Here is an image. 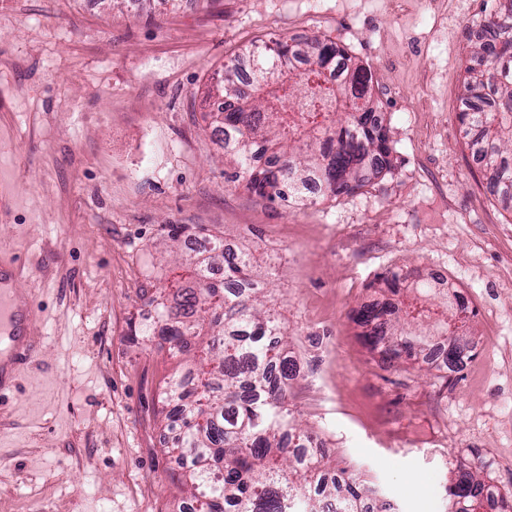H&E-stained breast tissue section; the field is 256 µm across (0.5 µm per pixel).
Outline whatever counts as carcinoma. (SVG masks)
Listing matches in <instances>:
<instances>
[{"label":"carcinoma","mask_w":512,"mask_h":512,"mask_svg":"<svg viewBox=\"0 0 512 512\" xmlns=\"http://www.w3.org/2000/svg\"><path fill=\"white\" fill-rule=\"evenodd\" d=\"M484 69H467L470 106L457 113L470 135L490 192L512 199V7L500 6L476 36ZM346 57L348 77L320 87L325 67ZM292 73L288 106L270 89L274 67ZM237 73L227 68L208 96L206 113L224 132L235 171L229 178L248 192L274 202L301 204L298 189L315 177L330 195H352L390 171L386 130L372 120L365 67L345 49L314 37L296 48L279 42L254 57L253 95L236 93ZM167 247L177 250L170 285L149 298L152 320L143 336L159 337L172 356L190 364L188 375L164 384L177 429L171 451L189 458L178 479L201 502V512H322L321 499L334 498L339 512H363L372 489L361 476L341 469L325 481L326 448L298 426L286 400L293 363L285 349L286 327L272 304L269 273L258 269L251 247L229 254L221 239L203 227L165 224ZM431 309L405 306L390 325L383 310L357 311L361 336L387 363L412 355L423 339L410 329ZM486 483L461 470L449 497V512L482 506Z\"/></svg>","instance_id":"1"}]
</instances>
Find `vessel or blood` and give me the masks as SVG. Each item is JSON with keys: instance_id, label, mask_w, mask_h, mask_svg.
<instances>
[{"instance_id": "b4317fda", "label": "vessel or blood", "mask_w": 512, "mask_h": 512, "mask_svg": "<svg viewBox=\"0 0 512 512\" xmlns=\"http://www.w3.org/2000/svg\"><path fill=\"white\" fill-rule=\"evenodd\" d=\"M15 281L14 266L0 264V394L7 390L16 368L41 349L33 332L36 302L19 293Z\"/></svg>"}]
</instances>
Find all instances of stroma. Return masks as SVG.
I'll return each mask as SVG.
<instances>
[{
  "instance_id": "stroma-1",
  "label": "stroma",
  "mask_w": 512,
  "mask_h": 512,
  "mask_svg": "<svg viewBox=\"0 0 512 512\" xmlns=\"http://www.w3.org/2000/svg\"><path fill=\"white\" fill-rule=\"evenodd\" d=\"M0 0V256L38 300L39 359L0 395V512H183L163 384L185 375L139 331L165 224L254 246L295 366L288 405L393 512H448L475 469L512 512V203L491 195L455 105L497 0ZM305 36L367 70L392 169L301 209L224 175L202 118L229 58ZM444 270L471 306L455 371L380 365L352 313L386 270Z\"/></svg>"
}]
</instances>
